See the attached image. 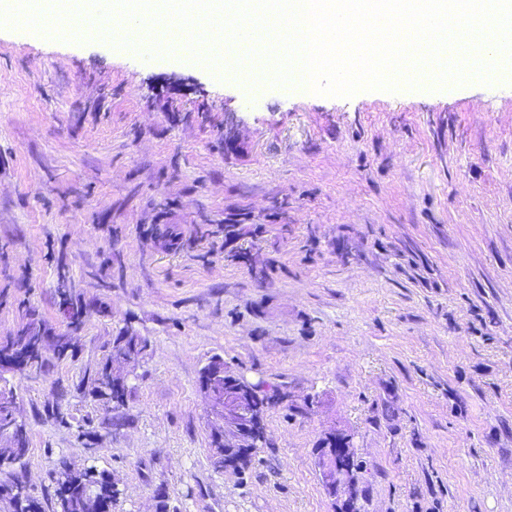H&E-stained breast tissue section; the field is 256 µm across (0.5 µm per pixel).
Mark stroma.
Instances as JSON below:
<instances>
[{"instance_id": "obj_1", "label": "stroma", "mask_w": 512, "mask_h": 512, "mask_svg": "<svg viewBox=\"0 0 512 512\" xmlns=\"http://www.w3.org/2000/svg\"><path fill=\"white\" fill-rule=\"evenodd\" d=\"M27 325L45 363L7 380L44 512L63 459L110 472L112 512H340L334 432L360 512H512V74L307 97L0 27V340ZM128 328L114 410L84 392ZM215 357L280 394L238 471ZM146 348V342L141 336L126 330L123 336H117L113 346V354L126 359L132 358L141 349ZM333 448H317L318 467L321 479L324 485L329 489L336 488L342 481L344 473L347 469L346 463L353 453V448H334L336 447V439H343L345 443H350V438L344 434L336 433L330 438Z\"/></svg>"}]
</instances>
